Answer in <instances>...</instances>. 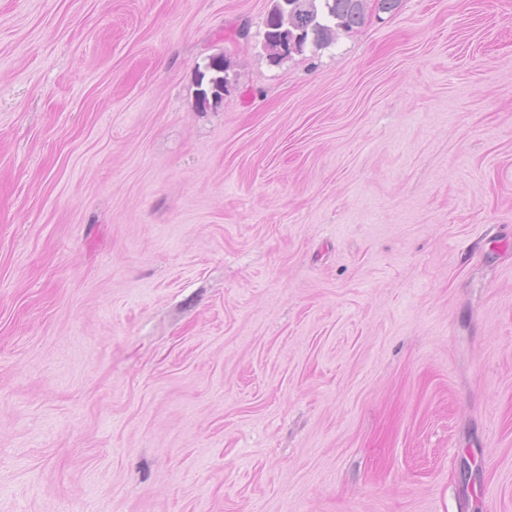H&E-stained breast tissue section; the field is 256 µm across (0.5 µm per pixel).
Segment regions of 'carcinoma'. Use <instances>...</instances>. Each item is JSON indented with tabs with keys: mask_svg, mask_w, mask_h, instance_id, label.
<instances>
[{
	"mask_svg": "<svg viewBox=\"0 0 512 512\" xmlns=\"http://www.w3.org/2000/svg\"><path fill=\"white\" fill-rule=\"evenodd\" d=\"M265 21L262 44H271L280 33L297 36L288 53L301 54L308 44L330 45L339 30L363 22L368 0H272Z\"/></svg>",
	"mask_w": 512,
	"mask_h": 512,
	"instance_id": "cac0c4a2",
	"label": "carcinoma"
}]
</instances>
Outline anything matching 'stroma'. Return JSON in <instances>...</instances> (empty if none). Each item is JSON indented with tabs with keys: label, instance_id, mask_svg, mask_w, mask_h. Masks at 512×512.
<instances>
[{
	"label": "stroma",
	"instance_id": "35a3bbf8",
	"mask_svg": "<svg viewBox=\"0 0 512 512\" xmlns=\"http://www.w3.org/2000/svg\"><path fill=\"white\" fill-rule=\"evenodd\" d=\"M270 7L0 0V512H512V0ZM368 1L372 0H285L286 4L272 0L264 21L262 44L274 47L273 39L286 32L280 36L274 52L285 54L288 40L290 44L295 42V46L287 56L302 54L309 43L327 47L338 30H349L363 22Z\"/></svg>",
	"mask_w": 512,
	"mask_h": 512
}]
</instances>
